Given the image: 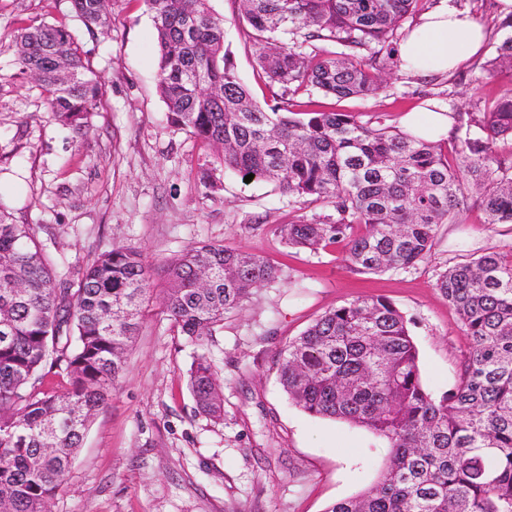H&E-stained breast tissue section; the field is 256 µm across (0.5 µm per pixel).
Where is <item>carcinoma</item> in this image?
<instances>
[{
  "label": "carcinoma",
  "mask_w": 512,
  "mask_h": 512,
  "mask_svg": "<svg viewBox=\"0 0 512 512\" xmlns=\"http://www.w3.org/2000/svg\"><path fill=\"white\" fill-rule=\"evenodd\" d=\"M95 35L101 0H70ZM158 42V91L167 119L214 149L217 167L270 183L323 210L283 224L288 247L346 248L364 273L409 269L432 257L436 229L468 204L488 224H512V96L474 115L447 152L378 117L295 105L316 92L345 99L382 89L402 23L423 0H239L259 47L269 96L259 104L224 48V19L209 0H143ZM12 44L56 121L80 134L99 109L102 83L80 34L32 23ZM64 61L76 82L57 78ZM489 71L512 75V35ZM37 225L18 224L0 202V512H46L94 416L127 370V351L152 291L141 251L114 245L84 266H53ZM171 328L193 347L187 386L199 414L224 419L223 384L210 348L224 317L280 280L261 256L198 241L164 267ZM78 288H71V278ZM435 288L469 339L455 388L423 385L409 321L383 298L325 312L281 350L279 383L303 411L362 426L390 456L378 482L326 512H512V258L485 252L441 272Z\"/></svg>",
  "instance_id": "carcinoma-1"
}]
</instances>
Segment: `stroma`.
Returning a JSON list of instances; mask_svg holds the SVG:
<instances>
[{
  "label": "stroma",
  "mask_w": 512,
  "mask_h": 512,
  "mask_svg": "<svg viewBox=\"0 0 512 512\" xmlns=\"http://www.w3.org/2000/svg\"><path fill=\"white\" fill-rule=\"evenodd\" d=\"M496 0H431L430 9L474 15L487 29L484 57L452 74L422 79L397 61L370 98L313 96L314 107L400 126L415 107L482 112L512 88L489 73L506 33ZM224 18V45L255 98L256 46L240 34L236 0H210ZM108 26L84 49L105 98L84 135L59 125L12 37L31 21L76 25L70 0H0V199L14 222L40 225L48 252L82 265L124 244L161 268L195 241L263 256L281 273L242 311L227 315L213 350L224 382V418L199 415L187 388L192 349L173 332L153 291L128 351V370L94 417L50 512H326L373 486L389 449L367 429L314 417L278 381L279 352L325 311L365 297L391 301L409 320L424 387L452 390L469 341L434 283L448 266L487 251L512 253V224H489L477 207L440 225L429 262L362 274L343 246L309 253L287 247L280 225L313 216L271 186L238 175L210 191L197 179L211 151L166 118L157 89L158 45L141 0H112Z\"/></svg>",
  "instance_id": "35a3bbf8"
}]
</instances>
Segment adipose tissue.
Listing matches in <instances>:
<instances>
[{
    "label": "adipose tissue",
    "mask_w": 512,
    "mask_h": 512,
    "mask_svg": "<svg viewBox=\"0 0 512 512\" xmlns=\"http://www.w3.org/2000/svg\"><path fill=\"white\" fill-rule=\"evenodd\" d=\"M487 33L469 13L439 9L424 13L420 24L400 45V55L416 74L426 76L458 69L484 49ZM404 131L429 140L448 137L453 118L446 111H412L403 117Z\"/></svg>",
    "instance_id": "ef3b65f1"
}]
</instances>
